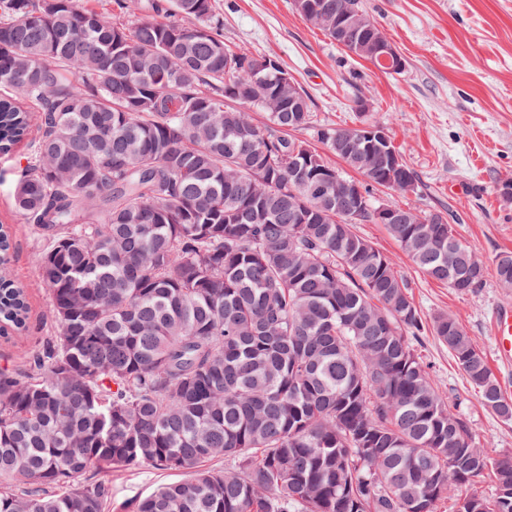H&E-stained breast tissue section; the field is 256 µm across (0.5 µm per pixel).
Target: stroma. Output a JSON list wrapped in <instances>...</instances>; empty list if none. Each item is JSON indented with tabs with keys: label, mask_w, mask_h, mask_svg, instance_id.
Instances as JSON below:
<instances>
[{
	"label": "stroma",
	"mask_w": 512,
	"mask_h": 512,
	"mask_svg": "<svg viewBox=\"0 0 512 512\" xmlns=\"http://www.w3.org/2000/svg\"><path fill=\"white\" fill-rule=\"evenodd\" d=\"M362 6L403 57L400 73H383L347 55L292 0H216L225 44L277 60L310 94L316 123L355 125L356 102L367 98L420 178V194L407 195L406 203L447 211L457 236L492 265L500 252L512 251V199L500 192L512 185V0H362ZM29 153L25 141L0 154V227L10 234V274L25 288L29 306L26 330L0 337V371L14 373L28 368L55 329L38 277L46 244L13 204L16 175ZM355 230L392 258L424 316L444 313L463 325L512 398V363L497 359L492 340V317L512 305V290L490 276L476 292H457L415 267L383 225ZM416 350L447 395L449 410L464 415L486 453L512 455V422L483 406L447 349L426 335ZM108 478L117 505L178 475L116 467Z\"/></svg>",
	"instance_id": "obj_1"
}]
</instances>
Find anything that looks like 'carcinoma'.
Here are the masks:
<instances>
[{
	"label": "carcinoma",
	"instance_id": "obj_1",
	"mask_svg": "<svg viewBox=\"0 0 512 512\" xmlns=\"http://www.w3.org/2000/svg\"><path fill=\"white\" fill-rule=\"evenodd\" d=\"M114 4L0 0V153L38 126L14 205L48 242L56 321L25 372H0V512H112V482L88 474L114 466L185 475L131 512H438L449 498L512 512V456L489 457L448 411L413 340L447 347L504 422L512 399L463 326L425 322L347 222L361 206L376 223L372 188L392 180L362 129L378 122L312 127L279 62L224 44L214 0ZM300 4L345 52L398 72L360 0ZM352 5L362 23L341 37ZM310 127L324 151L289 135ZM393 207L403 222L384 228L417 268L483 285L444 214ZM9 250L0 236V331L19 332ZM493 273L512 288L511 252Z\"/></svg>",
	"mask_w": 512,
	"mask_h": 512
}]
</instances>
